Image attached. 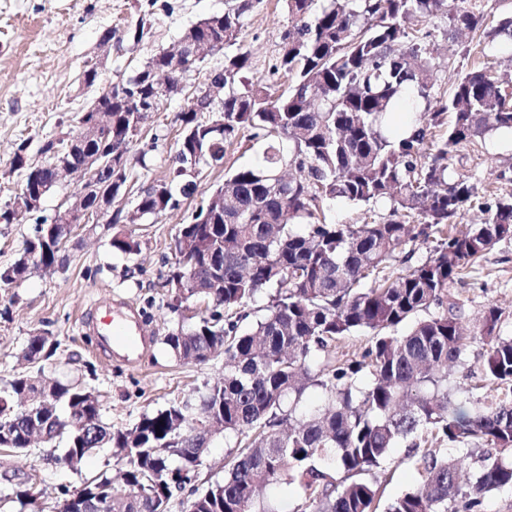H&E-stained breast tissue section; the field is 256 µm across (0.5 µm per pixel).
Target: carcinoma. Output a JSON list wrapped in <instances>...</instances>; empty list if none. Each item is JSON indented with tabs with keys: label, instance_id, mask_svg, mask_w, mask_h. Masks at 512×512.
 Returning a JSON list of instances; mask_svg holds the SVG:
<instances>
[{
	"label": "carcinoma",
	"instance_id": "1",
	"mask_svg": "<svg viewBox=\"0 0 512 512\" xmlns=\"http://www.w3.org/2000/svg\"><path fill=\"white\" fill-rule=\"evenodd\" d=\"M252 0L204 18L180 40H209L227 49L239 43ZM290 16L284 38L291 48L274 71L292 78L274 94L246 76L249 55L224 54V67L209 80L224 84V125L204 121L210 103L187 96L178 120L202 132L199 144L176 142L169 176L140 189L136 206L159 216L190 195L183 169L218 163L224 148L250 132L263 140L256 163L228 175L224 218L208 222L205 210L182 224L174 239L177 263L195 268L193 279L169 276L171 292L204 290L221 280L217 297L224 320L202 316L165 338L175 357L205 363L224 353V375L204 385L198 402L174 403L144 415L133 427L114 429L101 419L95 394L77 384H46L31 376L0 388L10 399L23 390L44 413L53 439L66 440L70 467L97 448H115L127 466L120 480L102 474L90 481L112 512H168L174 493H185L194 512H280L260 492L280 483L297 486L301 512H377L378 473L390 452L411 439L408 456L423 484L392 500L385 512H488L494 491L512 490V338L497 333L501 313L488 308L468 330L448 289L497 242L512 237V196L481 202L469 177L452 173L453 148L498 129L512 130V73L487 67L464 71L444 93L435 90L428 46L434 31L410 23L446 13L448 34L486 31L482 0H286ZM165 52L101 89L79 121L95 109L112 111V139L134 138L127 115L154 100L152 73ZM408 102H425L424 117L407 137L393 136L387 119ZM452 114L445 124V114ZM101 143L64 148L49 141L47 163L32 167L19 146L11 166L27 172L20 190L51 189L52 165L80 167ZM330 199L389 203L380 222L327 221ZM477 207L484 222L451 232L465 211ZM66 225L42 224L19 257L0 268L14 282L30 255L44 269L61 266ZM425 260L411 264L419 245ZM398 262L401 267L390 270ZM259 294L264 305H254ZM408 325L401 330L402 325ZM370 333L360 359L336 356V343ZM485 345L484 380L494 395L469 413L448 392V370L462 366L472 339ZM50 333L27 343L29 361L51 356ZM310 388L324 406L299 411ZM199 413L213 415L218 433L247 435L228 455L224 478L205 488L184 484L182 472L201 465L210 439L187 445L186 424ZM88 424L77 437L72 416ZM14 423L0 448L26 450V423ZM458 446L453 460L427 444Z\"/></svg>",
	"mask_w": 512,
	"mask_h": 512
}]
</instances>
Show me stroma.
Instances as JSON below:
<instances>
[{
    "label": "stroma",
    "instance_id": "1",
    "mask_svg": "<svg viewBox=\"0 0 512 512\" xmlns=\"http://www.w3.org/2000/svg\"><path fill=\"white\" fill-rule=\"evenodd\" d=\"M224 9L225 0H167L163 6L152 0H0V204L13 198L22 184V173L11 167L16 147L27 143L29 164H45L42 146L74 131L79 113L97 96L98 87L86 88L79 81L85 65L102 60L101 81L109 83L168 48L198 20ZM142 21L149 24L151 35L133 42L127 32ZM429 25L438 31L430 53L435 88L443 92L463 60L444 34L446 18H431ZM287 28L286 0H255L240 35L241 47L249 53L248 78L262 79L276 92L286 87L272 67ZM107 32L112 40L105 48L101 39ZM184 106L179 95L147 117L129 153L132 178L119 208L131 210L142 187L168 174L178 138V114ZM256 154L245 139L227 147L223 164L203 169L196 192L180 209L142 224L88 225L69 242L62 269L38 272L0 288V385L21 374L83 385L99 395L103 422L125 429L144 414L195 397L205 382L222 376L223 357L204 364L185 363L165 345V337L180 320L170 306L165 280L175 263L171 243L179 225L206 205L226 173L252 163ZM448 165L470 177L486 199L512 194V131L494 130L454 149ZM81 187L78 176H65L33 216L0 224V268L15 261L25 241L33 237L37 222L52 220L76 200ZM119 234L132 235L139 244L137 254L125 255L113 248L112 239ZM449 293L471 325L487 307L497 306L499 333L512 336V237L498 242L462 281L451 285ZM116 297L144 312L153 338L134 368L97 352L81 327L93 303ZM38 329L52 333L56 351L49 359L30 364L22 352ZM484 351L482 341H474L464 367L452 369L448 378L453 401L472 411L484 403L479 387ZM63 452V442L56 441L37 443L24 455L0 454V472L15 474V482L33 492L35 512H57L61 487L74 490L88 478L112 476L124 466L109 448L86 456L75 471L46 459L47 454ZM379 479L386 502L422 481L401 447L384 462Z\"/></svg>",
    "mask_w": 512,
    "mask_h": 512
}]
</instances>
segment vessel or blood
<instances>
[{"instance_id":"1","label":"vessel or blood","mask_w":512,"mask_h":512,"mask_svg":"<svg viewBox=\"0 0 512 512\" xmlns=\"http://www.w3.org/2000/svg\"><path fill=\"white\" fill-rule=\"evenodd\" d=\"M81 326L98 349L130 367L138 365L148 346L149 332L140 310L123 301L97 305L95 316L83 320Z\"/></svg>"}]
</instances>
